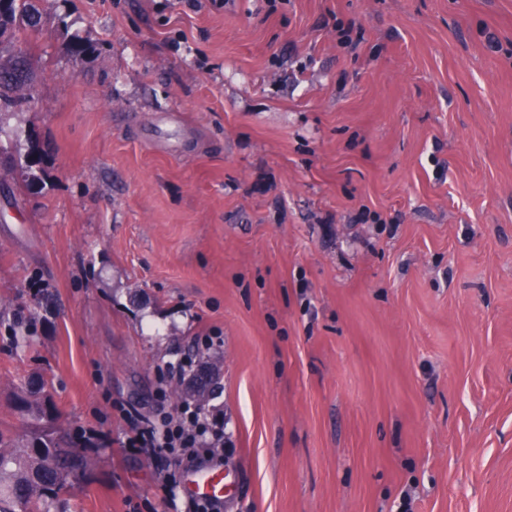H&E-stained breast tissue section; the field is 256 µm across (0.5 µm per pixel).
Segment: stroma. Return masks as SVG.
I'll use <instances>...</instances> for the list:
<instances>
[{
	"label": "stroma",
	"instance_id": "stroma-1",
	"mask_svg": "<svg viewBox=\"0 0 512 512\" xmlns=\"http://www.w3.org/2000/svg\"><path fill=\"white\" fill-rule=\"evenodd\" d=\"M57 12L0 119L45 169L0 163V431H34V379L94 432L68 512H172L187 468L120 410L188 355L240 473L221 512H512V0Z\"/></svg>",
	"mask_w": 512,
	"mask_h": 512
}]
</instances>
